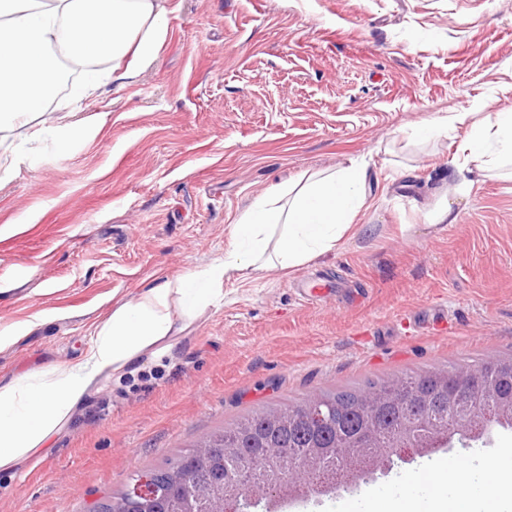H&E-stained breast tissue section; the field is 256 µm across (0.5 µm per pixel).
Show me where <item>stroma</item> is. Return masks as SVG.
I'll list each match as a JSON object with an SVG mask.
<instances>
[{
    "label": "stroma",
    "instance_id": "stroma-1",
    "mask_svg": "<svg viewBox=\"0 0 512 512\" xmlns=\"http://www.w3.org/2000/svg\"><path fill=\"white\" fill-rule=\"evenodd\" d=\"M136 77L47 109L97 125L0 183V325L48 316L0 351V377L76 362L94 321L162 279L223 257L259 196L355 160L360 232L336 254L224 285L167 358L106 381L33 469L0 471V512H92L138 471L247 411L434 367L512 354V179L458 173L466 126L435 116L512 107V0H172ZM453 200L455 223L427 215ZM327 276L337 293L303 301ZM512 429L343 481L280 512H338L467 453L497 465ZM473 112H458L453 115H444L433 119L431 122L414 129V134L420 138H428L432 133L447 132L448 128H454L456 124H465Z\"/></svg>",
    "mask_w": 512,
    "mask_h": 512
}]
</instances>
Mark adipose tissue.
Wrapping results in <instances>:
<instances>
[{"mask_svg": "<svg viewBox=\"0 0 512 512\" xmlns=\"http://www.w3.org/2000/svg\"><path fill=\"white\" fill-rule=\"evenodd\" d=\"M170 0H0V146L10 163L1 178L33 164L34 142L65 149L90 136L86 127L44 120L60 74L51 49L73 48L85 70L83 96L111 79L136 76V62L153 58L167 32ZM111 70L99 68L101 60ZM467 125L457 148L463 162L497 172L512 166V108L491 123L470 122L459 112L416 129L426 138ZM367 171L350 164L328 173H305L275 194L258 197L234 225L224 256L208 266L165 280L115 305L92 326V342L73 363L29 370L0 384V470L34 465L48 442L71 420L102 382L123 375L143 358L168 355L173 339L224 297V284L250 273L293 270L335 253L366 206ZM454 484L444 512H512L504 493L512 472L448 460L439 469ZM486 485L475 493L474 482Z\"/></svg>", "mask_w": 512, "mask_h": 512, "instance_id": "obj_1", "label": "adipose tissue"}]
</instances>
